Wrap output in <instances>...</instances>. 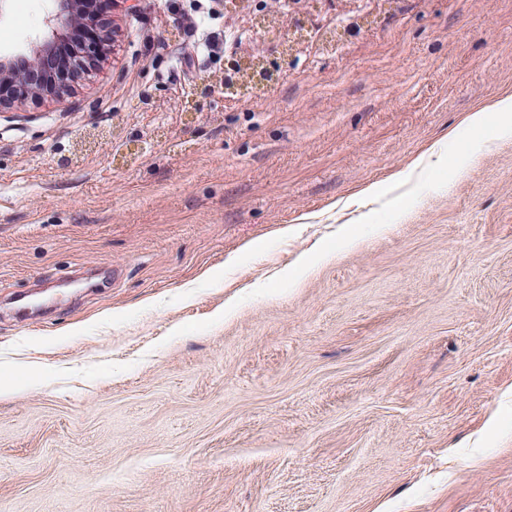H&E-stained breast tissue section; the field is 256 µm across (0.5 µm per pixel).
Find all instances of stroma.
<instances>
[{"label":"stroma","instance_id":"1","mask_svg":"<svg viewBox=\"0 0 512 512\" xmlns=\"http://www.w3.org/2000/svg\"><path fill=\"white\" fill-rule=\"evenodd\" d=\"M224 2L116 0L0 114V512H512V137L466 123L512 0H396L230 101L285 36ZM435 148L466 171L397 182Z\"/></svg>","mask_w":512,"mask_h":512}]
</instances>
